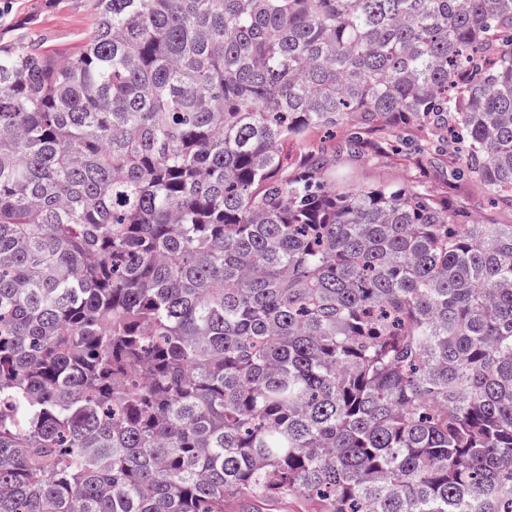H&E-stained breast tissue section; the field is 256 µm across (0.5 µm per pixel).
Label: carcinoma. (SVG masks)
Here are the masks:
<instances>
[{
  "label": "carcinoma",
  "mask_w": 512,
  "mask_h": 512,
  "mask_svg": "<svg viewBox=\"0 0 512 512\" xmlns=\"http://www.w3.org/2000/svg\"><path fill=\"white\" fill-rule=\"evenodd\" d=\"M0 41V512H512V0H91ZM38 2V5L35 3ZM13 3V6H12ZM87 0H0V24H10L13 34L35 31L59 60H67L91 27L93 16ZM345 128L333 133L316 132L311 144L326 142L336 169L348 173L354 183L374 185L401 182L421 186L436 196L447 198L448 206L464 211L470 221L485 224H512V210L493 201L474 184L448 182V156L412 155L404 157L387 145L365 154H351L344 146Z\"/></svg>",
  "instance_id": "carcinoma-1"
}]
</instances>
